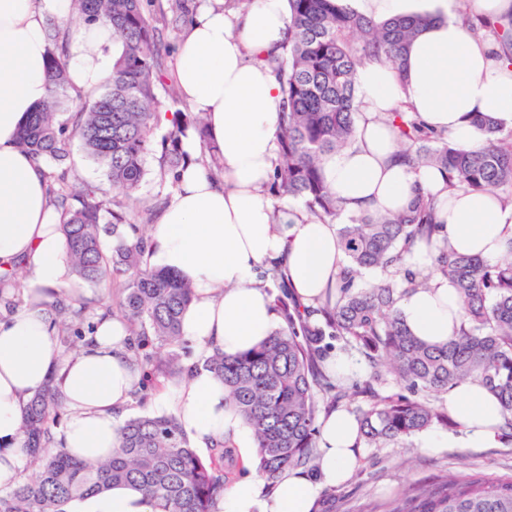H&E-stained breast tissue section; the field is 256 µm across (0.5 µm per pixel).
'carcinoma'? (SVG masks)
<instances>
[{
    "label": "carcinoma",
    "mask_w": 512,
    "mask_h": 512,
    "mask_svg": "<svg viewBox=\"0 0 512 512\" xmlns=\"http://www.w3.org/2000/svg\"><path fill=\"white\" fill-rule=\"evenodd\" d=\"M289 16L281 52L272 60L281 85V128L268 191L276 200L304 205L319 219L340 218L341 208L322 172V161L355 133L356 74L366 62L386 57L399 66L420 18L377 22L346 0H288ZM199 0H72L86 24L109 23L117 53L112 76L92 98H75L68 86L69 38L50 26L49 98L30 113L20 144L44 167L51 204L72 273L100 290L95 298L54 295L56 341L67 354L94 333L95 319L112 315L127 321V348L140 369L136 399L169 377H185L198 367L224 384L227 397L257 443L256 470L267 487L291 469L315 470L323 412L361 404L357 412L362 442L370 447L426 432L455 428L444 395L473 380L500 401L501 440L512 441V241L494 263L439 249L437 270L456 288L466 325L443 345L417 339L404 324L398 304L405 288L390 267L402 264L418 238L428 242L439 228L435 201L418 195L401 210L383 216L363 212L340 226L347 259L335 288L317 309L320 320L293 298L276 271L260 278L276 289L285 326L258 346L234 355L216 352L201 364L187 363L182 316L192 289L176 275L148 262L145 232L155 206L137 196L148 155L160 151L161 179L177 185L190 161L183 139L193 134L200 161L213 177L223 171L220 148L198 112L178 107L171 95L167 133L155 144L161 125L159 87L169 74L161 53L159 24L191 25ZM480 25L512 45V30L490 18ZM389 121L409 144L408 161L427 164L462 186L512 199V130L479 116L485 134L479 150L458 147L445 135L427 131L408 116L406 105ZM104 172L108 186L81 181L60 167L73 142ZM140 231L134 239L120 227ZM381 272L364 283L368 272ZM19 296L14 270L0 273V299L7 289ZM360 353L370 367L363 379L345 382L325 366L334 344ZM394 382L401 390L381 392ZM65 415L53 380L27 401L22 447L28 460L12 485L0 489V512H69L76 499L129 485L152 498L160 512H220L224 491L245 471L229 440L213 444L202 458L172 413L138 415L124 421L118 447L105 462L91 463L56 446L54 433ZM364 512H512V478L444 476L438 484H418L386 499L367 503Z\"/></svg>",
    "instance_id": "obj_1"
}]
</instances>
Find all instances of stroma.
I'll return each instance as SVG.
<instances>
[{"label": "stroma", "instance_id": "stroma-1", "mask_svg": "<svg viewBox=\"0 0 512 512\" xmlns=\"http://www.w3.org/2000/svg\"><path fill=\"white\" fill-rule=\"evenodd\" d=\"M421 437L361 447L358 474L336 489H324L320 512H363L371 500L394 494L416 482L434 483L446 474L512 477V444L491 448H437L428 452Z\"/></svg>", "mask_w": 512, "mask_h": 512}]
</instances>
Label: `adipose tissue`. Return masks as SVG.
<instances>
[{
  "instance_id": "adipose-tissue-1",
  "label": "adipose tissue",
  "mask_w": 512,
  "mask_h": 512,
  "mask_svg": "<svg viewBox=\"0 0 512 512\" xmlns=\"http://www.w3.org/2000/svg\"><path fill=\"white\" fill-rule=\"evenodd\" d=\"M70 0H0V271L22 266L23 303L0 312V487L24 463L23 409L46 379L66 399L55 433L60 447L81 459L108 457L134 398L139 372L128 366L124 325L101 322L93 342L62 355L50 325L53 292L79 294L65 258L58 216L50 205L43 167L19 144L28 112L46 100L49 19L67 22ZM358 13L384 20L426 18L408 47L403 77L384 62L357 73L362 107L356 134L327 156L323 172L342 205L339 220L321 222L303 206L268 194L277 149L279 85L266 58L279 45L289 11L286 0H255L248 9L224 10L207 0L181 40L176 76L184 100L205 119L223 158L221 179L193 164L149 231L150 262L188 283L193 299L182 332L195 356L248 350L284 321L259 279L261 269L281 272L303 306L318 308L346 263L339 227L369 210L396 211L416 189L432 193L443 229L439 245L486 260L512 240V200L458 187L448 189L433 168L403 162L387 112L411 107L421 123L446 132L460 146L481 147L474 119L485 115L512 129V62L493 38L474 34L458 13V0H349ZM116 48L110 26H81L71 40V93L90 96L110 78ZM434 252L418 244L404 270L427 278L398 308L414 336L442 344L458 331L462 309L454 285L433 268ZM465 448H488L503 419L499 401L476 382L445 396ZM162 406L180 419L194 447L232 440L241 457L257 448L241 416L224 403V386L197 370ZM317 478L293 469L274 488L245 476L225 492L221 512H311L321 491L344 484L357 456L358 425L341 410L318 420ZM71 512H158L155 502L130 486L75 500Z\"/></svg>"
}]
</instances>
